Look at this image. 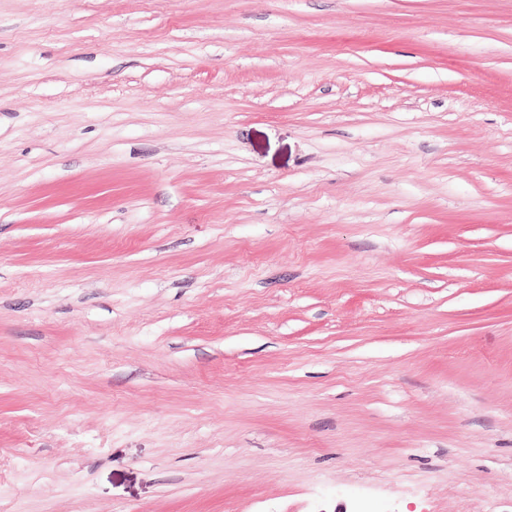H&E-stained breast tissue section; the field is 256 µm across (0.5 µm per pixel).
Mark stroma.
Segmentation results:
<instances>
[{"label": "stroma", "instance_id": "1", "mask_svg": "<svg viewBox=\"0 0 512 512\" xmlns=\"http://www.w3.org/2000/svg\"><path fill=\"white\" fill-rule=\"evenodd\" d=\"M0 512H512V0H0Z\"/></svg>", "mask_w": 512, "mask_h": 512}]
</instances>
